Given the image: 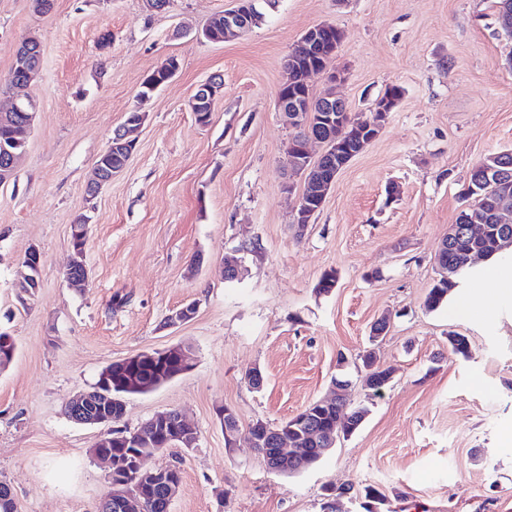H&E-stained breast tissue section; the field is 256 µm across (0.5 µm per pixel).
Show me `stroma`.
Instances as JSON below:
<instances>
[{"label": "stroma", "mask_w": 512, "mask_h": 512, "mask_svg": "<svg viewBox=\"0 0 512 512\" xmlns=\"http://www.w3.org/2000/svg\"><path fill=\"white\" fill-rule=\"evenodd\" d=\"M232 0H0V108L23 39L41 46L27 93L36 109L26 153L0 183V331L17 352L0 368V482L17 512H98L107 467L88 450L100 428L63 413L112 361L189 345L193 365L125 398L133 431L169 410L198 431L193 448H169L154 466H178L169 512H322L324 487L353 486L340 512H363L365 487L381 512H512V295L486 290V312L453 319L459 288L430 311L435 254L461 207L473 167L512 149V37L494 0H260L262 21L222 43L202 39ZM344 33L332 67L353 117L369 116L392 85L404 94L378 136L339 173L316 218L293 222L300 190L286 149L293 129L276 107L283 63L311 27ZM110 33L109 47L99 45ZM178 73L149 97L140 91L167 57ZM221 76L208 125L189 108L194 89ZM144 112L136 150L96 195L99 155L128 112ZM397 195H389V187ZM87 216L84 287L67 284L71 226ZM40 285L17 288L30 248ZM244 275L225 282L224 257ZM335 271L331 292L318 293ZM195 317L167 319L185 300ZM389 329L370 344L372 324ZM467 339L453 353L449 333ZM375 347L392 378L371 397L359 357ZM346 357L353 404L369 412L303 473H269L247 439L224 444L219 408L241 429L273 425L329 396ZM264 376L251 389V368Z\"/></svg>", "instance_id": "1"}]
</instances>
